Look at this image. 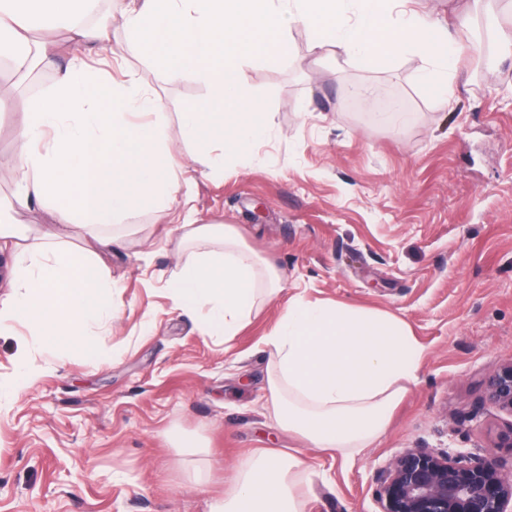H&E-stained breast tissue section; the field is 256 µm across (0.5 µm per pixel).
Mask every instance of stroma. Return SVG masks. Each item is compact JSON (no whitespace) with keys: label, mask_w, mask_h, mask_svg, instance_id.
Wrapping results in <instances>:
<instances>
[{"label":"stroma","mask_w":512,"mask_h":512,"mask_svg":"<svg viewBox=\"0 0 512 512\" xmlns=\"http://www.w3.org/2000/svg\"><path fill=\"white\" fill-rule=\"evenodd\" d=\"M434 21L465 28L452 104L419 86L426 58L409 52L376 70L336 51L311 52L292 27L293 53L246 63L245 79L271 114L252 159L230 160L220 180L197 178L202 222L231 225L283 276V291L237 336H206L175 308L162 276L178 261L174 225L142 213L114 227L123 245L106 259L117 317L102 330L111 362L42 343L23 325L0 334V380L17 374L26 345L39 375L0 400V512H210L239 463L267 448L303 457L314 493L305 512H377L379 472L406 448L497 447L512 416L484 403V383L512 360V54L491 38L512 33V0H417ZM99 50L113 75L133 70L158 98L177 164L186 103L197 79L170 77L130 52L119 14ZM53 70L0 76V198L15 191L8 162L28 97ZM354 86L371 99L357 101ZM399 97L411 118L381 113ZM29 240L86 233L57 224L53 207H16ZM338 302L404 319L424 350L386 431L351 460L309 447L267 416L264 344L289 300Z\"/></svg>","instance_id":"1"}]
</instances>
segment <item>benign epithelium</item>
Returning <instances> with one entry per match:
<instances>
[{
    "mask_svg": "<svg viewBox=\"0 0 512 512\" xmlns=\"http://www.w3.org/2000/svg\"><path fill=\"white\" fill-rule=\"evenodd\" d=\"M485 400L512 414V361L486 380ZM378 512H512V480L497 451L407 448L378 477Z\"/></svg>",
    "mask_w": 512,
    "mask_h": 512,
    "instance_id": "1",
    "label": "benign epithelium"
}]
</instances>
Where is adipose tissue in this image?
I'll use <instances>...</instances> for the list:
<instances>
[{
  "instance_id": "adipose-tissue-1",
  "label": "adipose tissue",
  "mask_w": 512,
  "mask_h": 512,
  "mask_svg": "<svg viewBox=\"0 0 512 512\" xmlns=\"http://www.w3.org/2000/svg\"><path fill=\"white\" fill-rule=\"evenodd\" d=\"M409 2L130 0L121 16L130 51L146 53L170 76L205 84V99L186 106L179 136L193 148L195 169L220 177L226 159L249 157L270 130L243 65L288 57L286 30L294 24L306 28L313 51L333 47L371 70L418 50L429 61L422 89L447 104L459 32L431 22ZM95 3L0 0V56L21 69L50 63L49 35L57 30L73 32L81 45L104 44L109 29L83 23ZM34 24L47 38L29 37ZM156 110V97L134 72L107 79L77 54L58 68L48 92L28 99L11 162L17 195L0 202V246L12 259L0 327L20 323L44 342L62 338L89 360L110 361L95 334L115 316L104 255L119 240L107 229L143 211L177 215L182 240L193 245L165 286L176 306L202 310V333L237 335L256 305L279 296L278 270L245 247L231 226L198 222L192 188L173 165ZM33 201L57 206L59 223L86 230L96 248H73L57 233L20 248L12 211ZM265 343L270 416L310 447L340 455L370 447L385 431L423 361L402 318L298 298ZM309 483L303 458L262 449L242 463L234 489L210 512H300Z\"/></svg>"
}]
</instances>
